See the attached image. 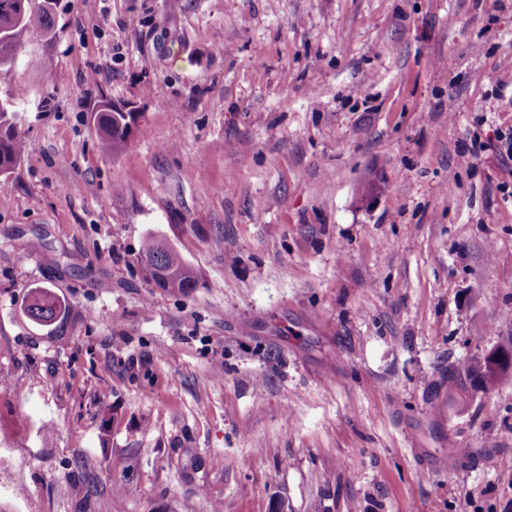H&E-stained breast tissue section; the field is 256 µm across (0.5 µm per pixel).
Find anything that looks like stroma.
Returning a JSON list of instances; mask_svg holds the SVG:
<instances>
[{"label": "stroma", "instance_id": "1", "mask_svg": "<svg viewBox=\"0 0 512 512\" xmlns=\"http://www.w3.org/2000/svg\"><path fill=\"white\" fill-rule=\"evenodd\" d=\"M55 30L9 85L0 512H512V378L448 391L512 345V0H56ZM104 100L138 113L110 155ZM151 235L196 288L147 277ZM16 116L7 104L0 108V172L4 175L17 167L26 147L16 130ZM31 304L23 307V313L37 325L47 328V335L63 333L71 321L72 309L70 304L57 295L52 289L42 286L32 288L28 297Z\"/></svg>", "mask_w": 512, "mask_h": 512}]
</instances>
